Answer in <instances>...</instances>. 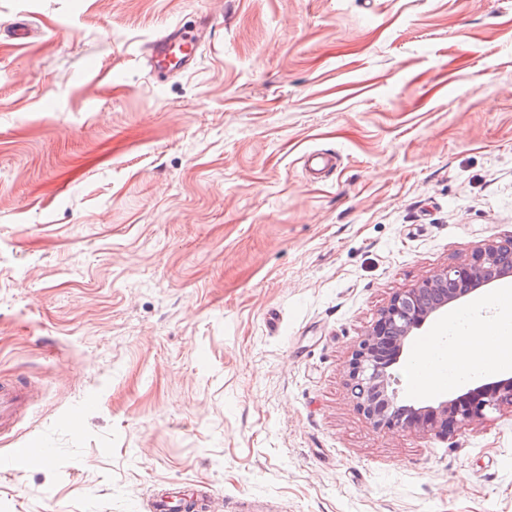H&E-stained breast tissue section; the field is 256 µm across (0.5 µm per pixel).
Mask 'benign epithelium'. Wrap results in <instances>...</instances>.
<instances>
[{"instance_id": "benign-epithelium-1", "label": "benign epithelium", "mask_w": 512, "mask_h": 512, "mask_svg": "<svg viewBox=\"0 0 512 512\" xmlns=\"http://www.w3.org/2000/svg\"><path fill=\"white\" fill-rule=\"evenodd\" d=\"M499 243L476 250L464 263L450 264L409 290L396 293L382 310L360 349L349 363L350 395L357 407L376 427L418 428L451 431L456 426L484 419L505 405L512 406V379L477 385L435 404L407 406L403 416L394 391L390 390L385 349L400 356L405 344L427 322L447 311L448 306L512 274V264L501 260Z\"/></svg>"}]
</instances>
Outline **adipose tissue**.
I'll list each match as a JSON object with an SVG mask.
<instances>
[{
    "mask_svg": "<svg viewBox=\"0 0 512 512\" xmlns=\"http://www.w3.org/2000/svg\"><path fill=\"white\" fill-rule=\"evenodd\" d=\"M512 346V292L499 291L448 321L445 335L418 348L412 363L416 391H426L500 370L512 364L502 353Z\"/></svg>",
    "mask_w": 512,
    "mask_h": 512,
    "instance_id": "ef3b65f1",
    "label": "adipose tissue"
}]
</instances>
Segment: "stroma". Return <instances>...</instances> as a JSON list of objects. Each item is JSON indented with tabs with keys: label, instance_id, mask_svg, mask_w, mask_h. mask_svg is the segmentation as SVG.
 Wrapping results in <instances>:
<instances>
[{
	"label": "stroma",
	"instance_id": "obj_1",
	"mask_svg": "<svg viewBox=\"0 0 512 512\" xmlns=\"http://www.w3.org/2000/svg\"><path fill=\"white\" fill-rule=\"evenodd\" d=\"M215 18L157 80L161 30ZM0 512H512V407L374 426L381 309L512 239V0H0ZM334 155L328 171L305 165ZM393 364L403 405L409 362ZM34 454L17 463L15 449ZM26 401L23 385L0 384V435L10 433L16 424L17 414ZM176 494V495H174ZM180 492L169 493L168 495L155 496L151 500V511L153 512H194L202 510L201 499L184 497ZM200 508V509H199Z\"/></svg>",
	"mask_w": 512,
	"mask_h": 512
}]
</instances>
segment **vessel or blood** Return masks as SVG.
I'll list each match as a JSON object with an SVG mask.
<instances>
[{"label": "vessel or blood", "mask_w": 512, "mask_h": 512, "mask_svg": "<svg viewBox=\"0 0 512 512\" xmlns=\"http://www.w3.org/2000/svg\"><path fill=\"white\" fill-rule=\"evenodd\" d=\"M210 16L197 17L193 25L178 24L161 31L146 47L145 54L152 71L162 75H178L193 70L199 59L198 49ZM26 401L21 385L0 384V435L10 433L19 411ZM200 499L168 494L154 497L152 512H198Z\"/></svg>", "instance_id": "obj_1"}]
</instances>
